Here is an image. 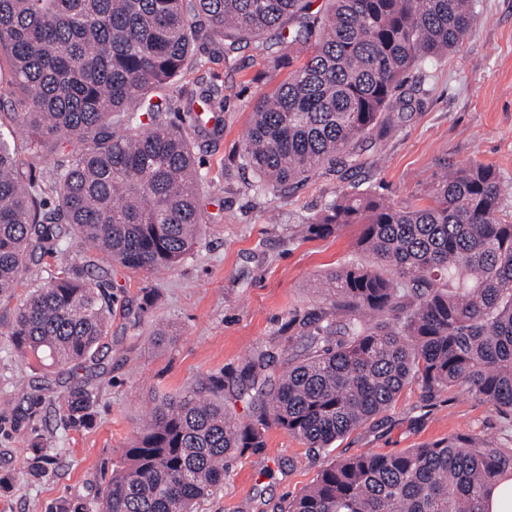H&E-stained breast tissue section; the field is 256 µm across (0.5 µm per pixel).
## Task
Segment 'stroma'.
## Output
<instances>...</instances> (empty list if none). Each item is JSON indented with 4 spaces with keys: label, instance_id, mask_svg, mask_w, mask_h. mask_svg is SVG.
I'll return each mask as SVG.
<instances>
[{
    "label": "stroma",
    "instance_id": "stroma-1",
    "mask_svg": "<svg viewBox=\"0 0 512 512\" xmlns=\"http://www.w3.org/2000/svg\"><path fill=\"white\" fill-rule=\"evenodd\" d=\"M476 19L462 46L410 74L401 89L411 107L383 140L362 138L361 164L319 171L277 197L253 195L255 176L236 166L255 100L288 75L276 60L287 54L280 31L262 49L241 48L235 66L190 63L179 88L231 85L224 132L195 142L205 177L208 216L200 241L172 268L147 274L92 253L89 278L106 281L115 297L109 347L97 365L60 373L17 361L7 329L28 289L50 279L57 257L30 261L15 294L0 296V512H44L46 504L91 498L148 412L211 376H226L224 410L248 420L252 408L230 377L256 351H269L259 379L274 388L287 363L285 325L321 305L323 277L347 261L368 263L358 247L359 225L324 237L298 227L339 191H370L392 205L418 202L444 167L494 164L512 185V0H475ZM150 301H143V294ZM164 324L165 336L155 334ZM95 397L92 420L66 422L61 402L74 387ZM470 433L512 448V416L452 389L426 393L411 382L396 402L338 440L332 453L307 447L282 429L266 445L248 449L196 505V512H279L282 501L311 485L322 463L363 452L395 454L448 436ZM42 437L54 459L35 474L30 436Z\"/></svg>",
    "mask_w": 512,
    "mask_h": 512
}]
</instances>
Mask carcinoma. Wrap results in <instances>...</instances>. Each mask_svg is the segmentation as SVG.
<instances>
[{"label":"carcinoma","mask_w":512,"mask_h":512,"mask_svg":"<svg viewBox=\"0 0 512 512\" xmlns=\"http://www.w3.org/2000/svg\"><path fill=\"white\" fill-rule=\"evenodd\" d=\"M0 0V294L17 287L45 243L63 246L50 280L20 302L9 331L22 364H96L109 335L108 284L85 277L87 253L146 273L174 266L196 243L205 212L193 141L152 99L195 51L230 64L240 45L288 33V63L304 59L252 108L239 166L248 189L276 197L320 168L356 167L353 143L384 135L382 118L423 62L471 31L474 0ZM227 88L190 92L178 111L197 136L224 130ZM31 134L48 159L76 146L48 183L27 176L6 131ZM501 172L473 164L442 173L420 207L343 191L302 224L323 237L362 228L370 264L324 276L329 310L299 321L306 353L288 360L273 392L256 391L246 422L224 411V377L157 402L90 499L45 512H192L238 455L280 428L326 450L387 409L417 381L475 395L512 415V212ZM92 394L62 400L73 424L91 420ZM512 479V448L475 436L385 455L333 459L281 512H491Z\"/></svg>","instance_id":"cac0c4a2"}]
</instances>
